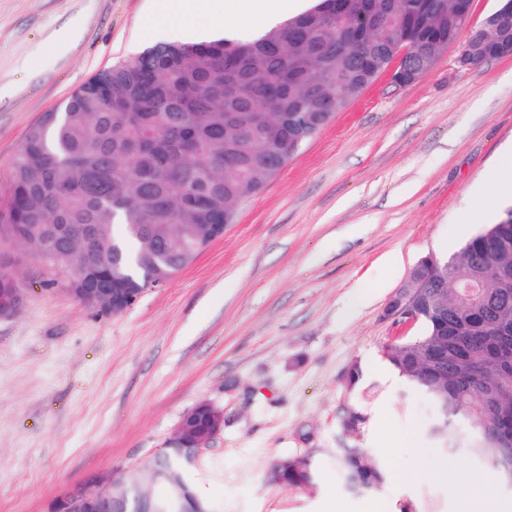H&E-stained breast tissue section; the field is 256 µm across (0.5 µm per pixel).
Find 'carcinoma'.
I'll list each match as a JSON object with an SVG mask.
<instances>
[{
  "label": "carcinoma",
  "mask_w": 512,
  "mask_h": 512,
  "mask_svg": "<svg viewBox=\"0 0 512 512\" xmlns=\"http://www.w3.org/2000/svg\"><path fill=\"white\" fill-rule=\"evenodd\" d=\"M364 9L360 35L346 37L336 0L248 40L221 39L198 53L193 41L157 44L91 76L63 105L27 131L0 182V241L32 255L54 252L75 277L96 264V285L145 273L173 279L187 263L183 247L212 224H233L238 206L258 195L305 144L363 91L373 77L407 56L412 43L431 55L455 42L465 24L458 0H355ZM335 112L318 111L322 100ZM472 237L452 257V273L427 263V288L448 305L445 319H426L422 341L448 343L444 370L418 366L417 342L391 344L384 357L424 392L435 417L429 436L457 445L452 424L474 422L471 452L501 450L486 418H512V349L483 357L493 343H512V288L499 287L497 250L512 244V223ZM288 486L314 483L307 459H286ZM196 460L178 441L155 453L128 480L117 503L132 512L149 499L161 512H206L187 471ZM349 485L379 486V463L357 448L341 456Z\"/></svg>",
  "instance_id": "cac0c4a2"
}]
</instances>
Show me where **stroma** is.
<instances>
[{
    "instance_id": "obj_1",
    "label": "stroma",
    "mask_w": 512,
    "mask_h": 512,
    "mask_svg": "<svg viewBox=\"0 0 512 512\" xmlns=\"http://www.w3.org/2000/svg\"><path fill=\"white\" fill-rule=\"evenodd\" d=\"M154 0H0V181L29 127L96 72L154 44ZM461 42L399 86L380 74L238 208L222 240L162 288L108 314L16 271L22 308L0 318V512H47L89 476H129L207 401L224 428L191 470L220 512H462L449 480L512 487L464 446L437 447L429 404L375 368L397 336L384 315L423 257L453 256L506 207L472 209L487 171L512 169V56L463 66ZM372 361L355 386L352 365ZM358 415L355 430L344 423ZM377 447L382 484L347 486L344 448ZM311 458L313 485L271 480Z\"/></svg>"
}]
</instances>
